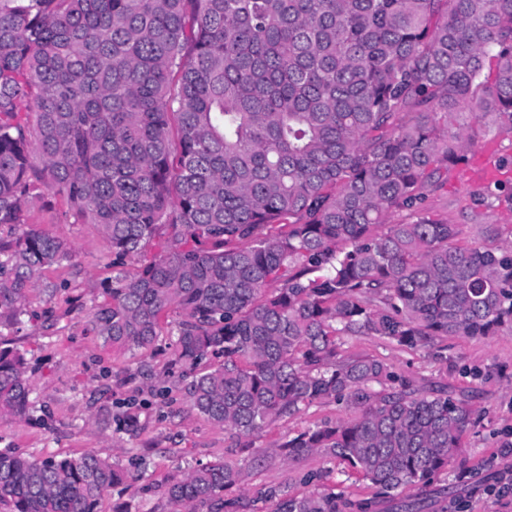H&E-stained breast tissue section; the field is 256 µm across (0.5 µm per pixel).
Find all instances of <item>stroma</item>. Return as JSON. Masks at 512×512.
<instances>
[{
  "mask_svg": "<svg viewBox=\"0 0 512 512\" xmlns=\"http://www.w3.org/2000/svg\"><path fill=\"white\" fill-rule=\"evenodd\" d=\"M449 124L474 127L476 146L449 171L446 183L428 193L426 212L456 225L462 244L496 248L512 241V206L505 202L512 194V134L476 122L467 112ZM27 210L30 224L64 237L73 251L68 260L43 271L20 322L0 325V348L19 350L27 359L34 403L28 418L0 422V450L37 458L92 451L119 462L133 474L134 486L107 491L98 512L116 506L126 512H170L160 489L168 476L225 459L243 467V493L279 483L302 493L306 487L297 473L321 469L328 473L326 488L368 494L367 483L337 463L318 455L286 461L273 452L287 437L345 418L346 410L335 403L304 406L244 439L242 451L231 453L224 430L192 411L174 386L171 337L138 350L106 344L92 331L89 310L101 299L102 282L133 272L134 263L113 264L99 228L74 214L61 197L45 193ZM48 285L55 289L50 297L44 292ZM338 342L342 354L375 357L396 372L447 387L473 413L455 469L436 480L445 494L406 488L385 500L379 512H402L408 502L418 503V512H512V492L498 491L512 480V455L502 451L503 443L512 442V333L449 338L448 361L442 365L431 352L404 350L373 336H342ZM126 411L136 414V429L121 422ZM258 455L263 464L252 465Z\"/></svg>",
  "mask_w": 512,
  "mask_h": 512,
  "instance_id": "1",
  "label": "stroma"
}]
</instances>
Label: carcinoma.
I'll return each mask as SVG.
<instances>
[{"label":"carcinoma","mask_w":512,"mask_h":512,"mask_svg":"<svg viewBox=\"0 0 512 512\" xmlns=\"http://www.w3.org/2000/svg\"><path fill=\"white\" fill-rule=\"evenodd\" d=\"M512 133V0H0V324L24 312L68 242L28 224L41 188L100 226L115 262L160 255L102 286L91 325L147 349L176 333L190 408L235 445L313 402L351 415L279 447L320 454L374 492L270 485L230 496L240 466L170 476L172 512H376L454 468L462 398L338 336L448 361L452 336L512 330V243L460 247L419 213L474 146L448 116ZM386 226L380 236L373 228ZM24 355L0 349V420L33 409ZM125 468L85 452L0 451L10 512H97Z\"/></svg>","instance_id":"carcinoma-1"}]
</instances>
